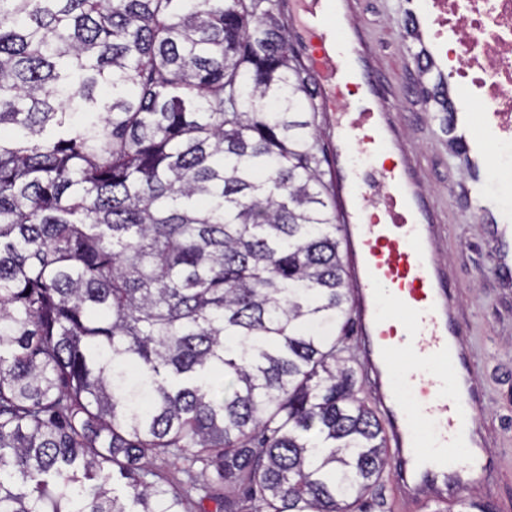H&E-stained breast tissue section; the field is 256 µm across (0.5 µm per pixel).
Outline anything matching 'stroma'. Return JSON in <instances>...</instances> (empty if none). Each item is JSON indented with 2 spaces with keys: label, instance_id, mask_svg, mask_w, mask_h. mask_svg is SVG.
I'll list each match as a JSON object with an SVG mask.
<instances>
[{
  "label": "stroma",
  "instance_id": "35a3bbf8",
  "mask_svg": "<svg viewBox=\"0 0 512 512\" xmlns=\"http://www.w3.org/2000/svg\"><path fill=\"white\" fill-rule=\"evenodd\" d=\"M403 5L362 0L357 21L389 78L387 95L421 166L424 189L442 209V253L456 284L459 319L481 364L486 400L480 419L498 441L501 473L492 492L471 489L467 496L489 512H512V290L495 277L491 251L466 205L468 175L448 142L447 115L434 111L421 91L411 41L400 24Z\"/></svg>",
  "mask_w": 512,
  "mask_h": 512
}]
</instances>
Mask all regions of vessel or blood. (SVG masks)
<instances>
[{
    "label": "vessel or blood",
    "mask_w": 512,
    "mask_h": 512,
    "mask_svg": "<svg viewBox=\"0 0 512 512\" xmlns=\"http://www.w3.org/2000/svg\"><path fill=\"white\" fill-rule=\"evenodd\" d=\"M361 0H287L325 116L329 182L352 284V316L371 400L384 421L393 486L409 503L455 502L471 486H494L497 442L480 422V364L456 311L453 278L437 254L439 209L397 128L372 43L353 19ZM450 135L479 169L465 193L484 223L495 269L512 280V224L505 179L488 145L495 113H450ZM432 433L423 438L419 423Z\"/></svg>",
    "instance_id": "1"
}]
</instances>
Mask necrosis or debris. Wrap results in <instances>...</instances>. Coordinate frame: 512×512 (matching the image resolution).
Masks as SVG:
<instances>
[{"mask_svg": "<svg viewBox=\"0 0 512 512\" xmlns=\"http://www.w3.org/2000/svg\"><path fill=\"white\" fill-rule=\"evenodd\" d=\"M413 23L428 62L448 73L455 111L484 106L499 113L512 146V0H421Z\"/></svg>", "mask_w": 512, "mask_h": 512, "instance_id": "obj_1", "label": "necrosis or debris"}]
</instances>
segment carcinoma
I'll return each mask as SVG.
<instances>
[{
  "instance_id": "1",
  "label": "carcinoma",
  "mask_w": 512,
  "mask_h": 512,
  "mask_svg": "<svg viewBox=\"0 0 512 512\" xmlns=\"http://www.w3.org/2000/svg\"><path fill=\"white\" fill-rule=\"evenodd\" d=\"M282 2L0 0V512L378 496L393 463L336 337L351 288Z\"/></svg>"
}]
</instances>
